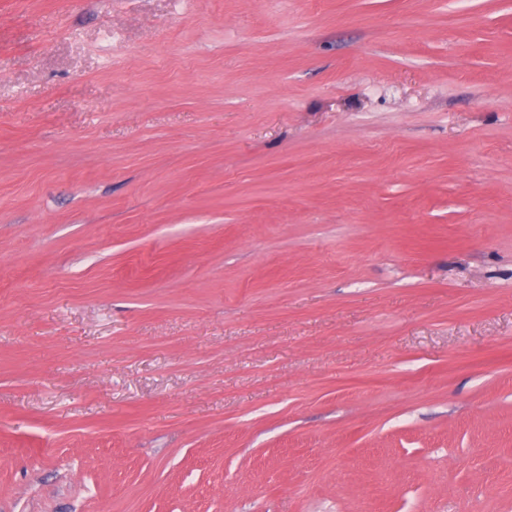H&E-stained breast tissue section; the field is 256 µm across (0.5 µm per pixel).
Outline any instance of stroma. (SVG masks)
I'll list each match as a JSON object with an SVG mask.
<instances>
[{
    "mask_svg": "<svg viewBox=\"0 0 512 512\" xmlns=\"http://www.w3.org/2000/svg\"><path fill=\"white\" fill-rule=\"evenodd\" d=\"M0 512H512V0H0Z\"/></svg>",
    "mask_w": 512,
    "mask_h": 512,
    "instance_id": "35a3bbf8",
    "label": "stroma"
}]
</instances>
